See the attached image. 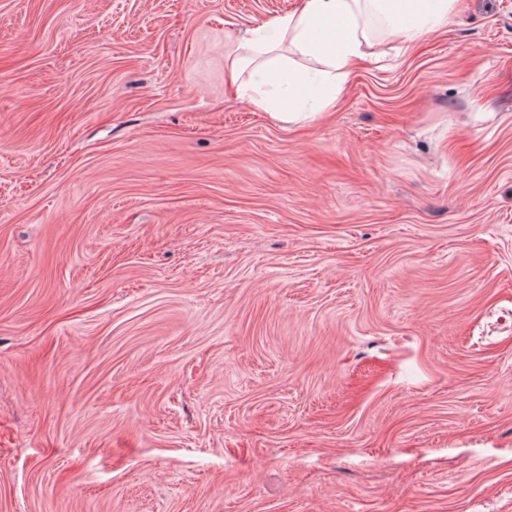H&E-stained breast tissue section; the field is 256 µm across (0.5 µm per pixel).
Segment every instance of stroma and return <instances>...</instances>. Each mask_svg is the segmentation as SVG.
<instances>
[{
	"instance_id": "stroma-1",
	"label": "stroma",
	"mask_w": 512,
	"mask_h": 512,
	"mask_svg": "<svg viewBox=\"0 0 512 512\" xmlns=\"http://www.w3.org/2000/svg\"><path fill=\"white\" fill-rule=\"evenodd\" d=\"M298 0H0V512H512V0L282 124Z\"/></svg>"
}]
</instances>
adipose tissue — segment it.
Listing matches in <instances>:
<instances>
[{"instance_id": "1", "label": "adipose tissue", "mask_w": 512, "mask_h": 512, "mask_svg": "<svg viewBox=\"0 0 512 512\" xmlns=\"http://www.w3.org/2000/svg\"><path fill=\"white\" fill-rule=\"evenodd\" d=\"M453 0H299L298 6L264 25L245 30L226 74L248 106L280 122L311 119L327 112L351 78L357 60L378 46L368 30L382 17L388 37L414 42L444 28ZM288 43L314 67L284 64L273 50Z\"/></svg>"}]
</instances>
